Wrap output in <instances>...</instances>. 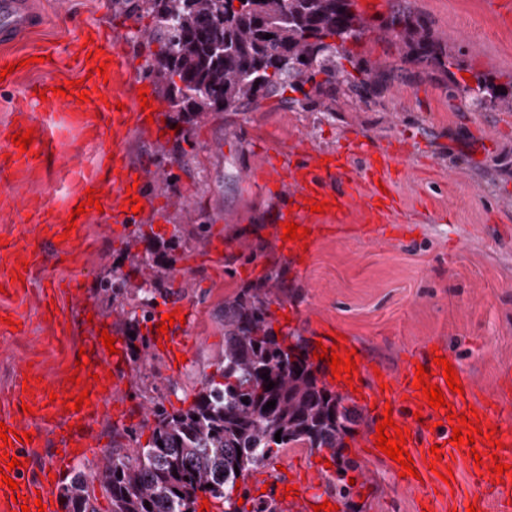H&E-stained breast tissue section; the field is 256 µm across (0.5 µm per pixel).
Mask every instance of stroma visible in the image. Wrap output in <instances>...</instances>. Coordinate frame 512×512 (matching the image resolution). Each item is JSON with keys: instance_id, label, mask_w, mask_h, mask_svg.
Masks as SVG:
<instances>
[{"instance_id": "obj_1", "label": "stroma", "mask_w": 512, "mask_h": 512, "mask_svg": "<svg viewBox=\"0 0 512 512\" xmlns=\"http://www.w3.org/2000/svg\"><path fill=\"white\" fill-rule=\"evenodd\" d=\"M382 10L365 13L371 29L352 46L349 72L378 65L393 74L381 96L361 102L337 96L336 109L300 110L269 99L237 112H210L185 123L161 105L168 129L179 133L186 155L175 160L163 138L148 127H131L125 140L134 164L174 174L169 191L146 184L152 207L136 214L121 232L110 231L111 216H92L85 242L71 261L45 259L35 272L27 299L0 296V309L14 310L25 322L19 335L0 342V413L15 370L38 365L50 381L63 379L82 345L79 327L56 340L54 324L36 314L42 289L54 282L79 283L96 313L126 335L118 313L99 291L101 278L128 272L126 244L135 235L169 239L181 228L171 251L166 294L153 312L175 300L193 309L188 361L171 369L165 355L128 345L131 375L117 402L126 412L101 414L91 436L101 448L127 453L146 447L153 419L141 410L161 402L167 411L188 409L206 376L216 374L224 356V301L240 288L263 280L272 268L285 272V285L272 289L274 323L315 345L328 329L344 336L381 371L396 377L410 353L443 347L477 387L482 402L496 404L504 373H512V112L493 101L474 106L451 94L442 74L426 73L405 61L401 47L378 38L397 6L424 19L446 44L462 72L494 83L512 80V23L489 7V0H384ZM46 26L18 43L25 53L43 45L66 46L83 30L111 26L117 47L135 63L134 78L155 86L146 65L149 49L142 34L153 21L143 11L127 12L112 0H40ZM402 149V172L394 176L400 204L394 224L412 227L408 241L366 234L354 221L323 233L305 273H297L276 234L274 219L288 204L268 193L270 157L282 150H333L352 136ZM95 143L82 128L70 130L57 150L52 174L33 168L21 176L31 193L48 188L60 208L76 186L71 160L92 157ZM194 214L184 218L183 202ZM362 414L347 455L359 464L340 512H417L418 492L403 488L388 459L367 455L363 446L372 415L362 398ZM317 451L287 448L277 465L336 495V470L318 466Z\"/></svg>"}]
</instances>
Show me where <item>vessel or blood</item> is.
<instances>
[{
    "instance_id": "vessel-or-blood-1",
    "label": "vessel or blood",
    "mask_w": 512,
    "mask_h": 512,
    "mask_svg": "<svg viewBox=\"0 0 512 512\" xmlns=\"http://www.w3.org/2000/svg\"><path fill=\"white\" fill-rule=\"evenodd\" d=\"M46 17L34 6V0H0V44L11 45L22 37L43 27ZM110 37L106 33L96 34L93 42L86 47L77 48L78 65L88 78L81 87L69 88L67 96L54 94L53 89L58 82L53 75L52 64L41 61L35 64V71L41 72L42 79L34 85L19 90L16 96V111L26 113L27 124L35 131L34 142L27 150H20L12 143L0 146V151L8 154L13 168L22 169L39 164L44 168H52L55 155L52 151L54 130L60 129L64 119L82 115L87 125L98 137H109L112 146L100 149L95 162L76 167V176L81 177L86 187L101 190V205L104 211L110 212L112 221L123 224L129 218L122 206L126 195L144 196V186L149 172L146 166L129 162L123 140L130 125L141 123L143 114L137 97L121 99L96 96L95 88L101 87L104 81H116L131 73V58L122 52L109 50ZM108 62L106 76L96 74L95 68L101 62ZM87 93L89 101H82L80 93ZM45 94L47 109L34 114L29 112L31 99L38 94ZM124 102V109H117V102ZM395 158L383 148L373 146L359 138L349 139L345 150L330 152L321 156H310L306 161L290 164L286 154L277 152L272 157L273 173L268 182L277 192L288 195L292 206L291 213H279V221H293L298 226L309 228L305 242H292L291 259L296 263L297 271H304L303 261L308 258V244L314 243L316 235L323 224L334 221L340 224L349 222L353 208H360L366 220L371 223L384 222L395 213L396 201L387 188L392 184L391 168ZM137 183L134 192H127L130 183ZM330 202V212L320 214L311 212L309 198ZM13 208L16 214L31 216L44 215L50 208L48 197L31 199L20 192L12 194ZM76 229H68L67 216H56L49 222L30 225L20 223L18 229L19 245L12 254L5 272L0 273V287L10 293H20L21 280H15V273H22L23 278L30 277L31 271L42 265L44 247H51L55 259L72 258L77 242L82 238L81 226L85 217H78ZM28 262V269H21V262ZM70 308L77 322L86 326L87 336L84 347L90 350L91 363L81 369L80 378L91 374L106 375L113 373V386L124 384L128 377L126 342L117 338L116 354H108L100 341V332L108 328L109 323L101 318H89L87 301L79 291H71ZM358 373L371 377L373 390L367 395L369 404L373 406L375 420H382L384 414H391L397 426L409 430L411 437L406 444L417 476L405 477L407 487H420L422 497L419 504L421 512H437L441 501L450 500L456 487L444 483L443 473L447 469L458 467L461 461H470L473 454L469 445H458L452 441V428L445 422L447 413H466L468 409L477 410L481 419L480 436L477 443H484L486 432H493L495 439L504 444L501 456L512 455V421L507 420L502 411L491 408L480 402L476 397L475 385L467 377H460L462 392L456 393L447 389L444 371L441 366L429 365L431 381L443 388L448 402L447 408L433 409L428 407L427 400L421 391L413 386L415 378L414 365H407L397 378L387 375H374L371 366L365 360H358ZM19 372L28 374V366H21ZM15 380L11 397L15 403H26L33 407V414L23 412L5 416L7 427L16 432H30L31 441L11 440L7 446L9 455H15L23 462L29 456L31 446L41 445L46 432L58 433L59 455L53 464L43 468L35 478L27 477L26 467L15 468L8 472L11 479L19 484L21 496H40L43 505H50V489L62 476L65 468L75 459L86 458L93 454L92 442L87 438L85 430L105 410L111 409L112 403L106 396L105 389H93L89 392L90 403L78 411H64L61 401L70 396H79L80 388L70 385L51 388L38 382H22ZM439 447V455H432V447ZM481 466L469 469V479L477 486L480 493L474 498L473 504L479 512H512V473L500 475L490 470V456H482Z\"/></svg>"
}]
</instances>
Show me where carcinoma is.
<instances>
[{
  "label": "carcinoma",
  "mask_w": 512,
  "mask_h": 512,
  "mask_svg": "<svg viewBox=\"0 0 512 512\" xmlns=\"http://www.w3.org/2000/svg\"><path fill=\"white\" fill-rule=\"evenodd\" d=\"M144 4L153 19L145 38L159 44L152 72L165 89L170 111L187 122L273 97L331 112L336 92L374 98L390 80L375 66L357 79L342 64L346 55L340 49L361 41L368 31L352 0H242L237 8L229 0ZM381 40L401 45L415 64L445 72L448 83L475 105L490 98L512 112V81L496 85L478 76L474 87L461 84L450 71L453 57L425 21L399 9ZM289 91L303 98L286 96ZM163 258L149 245L132 256L130 272L100 282L131 329L151 318L155 294L165 291L168 265ZM133 273L142 282L131 294ZM283 276L273 270L263 282L224 301V360L218 376L204 380L185 411L170 413L154 404L148 410L155 423L151 442L136 455L113 449L101 467L76 472L60 491L68 512H98L96 484L110 499L112 512H195L200 493L222 502L224 512H240L232 502L236 481L283 448L326 450L340 471L358 468L345 455V437L361 419L358 408L344 405L346 398L329 388L302 337H279L273 328L269 295ZM131 300L135 305H129ZM264 373L269 380L262 378ZM270 381L275 386L268 390ZM272 400L275 407L263 410Z\"/></svg>",
  "instance_id": "carcinoma-1"
}]
</instances>
